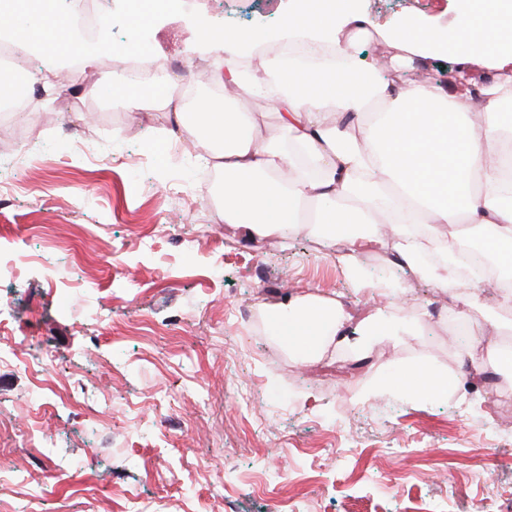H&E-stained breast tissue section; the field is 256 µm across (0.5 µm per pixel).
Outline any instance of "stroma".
I'll use <instances>...</instances> for the list:
<instances>
[{"label":"stroma","mask_w":512,"mask_h":512,"mask_svg":"<svg viewBox=\"0 0 512 512\" xmlns=\"http://www.w3.org/2000/svg\"><path fill=\"white\" fill-rule=\"evenodd\" d=\"M155 26L132 32L112 0L109 67L124 76L129 34L174 81L212 84L190 17L213 26L274 27L269 4L175 0ZM378 21L419 15L456 32L473 0H366ZM380 38L353 51L392 86L494 80L512 70L460 71L450 59L391 67ZM85 73H58L10 128L0 158L23 161L0 195V242L28 255L0 280V512H512V373L495 337L483 339L478 383L448 318L450 291L383 252L357 260L376 283L355 287L344 241L300 231L248 240L225 223L222 174L169 105L131 108ZM163 141L164 154L148 144ZM371 312L389 306L410 331L377 343L361 368L326 345L303 362L273 310L308 295ZM51 358L67 405L30 406L31 372L13 354ZM423 359L458 375L445 398L388 386Z\"/></svg>","instance_id":"obj_1"}]
</instances>
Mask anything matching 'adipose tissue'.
I'll list each match as a JSON object with an SVG mask.
<instances>
[{"instance_id":"obj_1","label":"adipose tissue","mask_w":512,"mask_h":512,"mask_svg":"<svg viewBox=\"0 0 512 512\" xmlns=\"http://www.w3.org/2000/svg\"><path fill=\"white\" fill-rule=\"evenodd\" d=\"M61 0H11L0 12V35L31 48L50 63L63 49ZM377 31L396 49L397 60L419 57L512 68V37L489 39L470 23L456 34L407 24L375 27L359 0H296L274 29L196 26L197 50L213 58V79L232 82L242 95L265 97L281 111L280 133L256 134L258 115L235 104L199 100L179 112L212 148L220 169L224 221L245 225L251 236L283 235L309 227L328 240L344 239L350 255L368 249L395 254L410 269L420 265V240L434 238L440 262L430 265L435 287L481 291L492 275L463 276L458 257L472 234H480L512 266V129L502 121L512 87L480 92L482 121L474 123L471 96L436 81L393 89L375 71L351 63L360 36ZM310 43L317 53L272 55L266 68L242 73L241 59L271 42ZM360 116L356 129L326 127V108ZM458 194L462 203L449 202ZM281 335L307 356L326 337L351 345V321L338 302L314 297L277 311ZM456 379L420 361L392 379L396 389L447 397Z\"/></svg>"}]
</instances>
